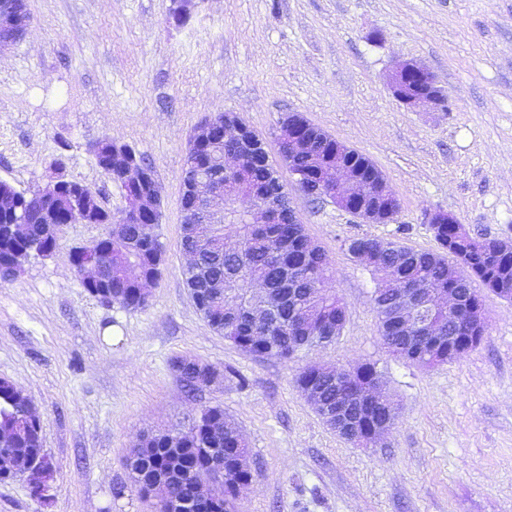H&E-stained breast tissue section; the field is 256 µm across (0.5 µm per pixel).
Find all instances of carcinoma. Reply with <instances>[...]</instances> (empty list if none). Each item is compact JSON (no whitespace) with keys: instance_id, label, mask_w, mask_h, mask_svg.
Segmentation results:
<instances>
[{"instance_id":"1","label":"carcinoma","mask_w":512,"mask_h":512,"mask_svg":"<svg viewBox=\"0 0 512 512\" xmlns=\"http://www.w3.org/2000/svg\"><path fill=\"white\" fill-rule=\"evenodd\" d=\"M320 140L319 153L303 158L300 166L308 170L322 168L336 161V141L319 128H310ZM274 189L265 165L249 168L244 178L243 195L255 198L254 188ZM43 189L26 192L0 182V225L11 221L21 210H33L40 205ZM158 224H124L121 235L112 241V249L100 255L112 268V291L118 305L140 308V281L159 277L163 247L156 232ZM193 242L195 265L184 270L185 284L196 289L197 310L217 332L244 352L258 356L287 360L294 351L290 345L308 343L305 331L288 317L283 307L273 326H257L244 317H228L224 313V296L207 289V281H221L229 293L239 297L249 294L256 282L269 293L280 288L286 268L305 289L300 301L304 319L336 327V316L342 313V303L326 285L329 259L321 250L309 247L310 239L300 224H271L263 232L245 223L244 212L226 211L222 224H196L182 238V246ZM368 257L363 259L373 276L379 280L398 273L406 279L422 283L424 288L448 287V265L461 260L472 261L471 281H480L486 288L505 299H512V242L499 239L468 237L455 243L450 254L417 251L399 246L390 251L376 252L377 240L360 239ZM50 249L44 231L27 225L25 235L17 238L0 235V260L22 250L41 255ZM173 367L191 385L204 386L208 377L218 375L216 369L194 360L176 359ZM18 387L0 381V454L22 458L35 455L42 448L40 425L27 420L20 409ZM228 418L219 407L209 408L194 419L186 429L175 428L146 436L144 449L134 448L126 459L134 485L143 495L180 501L189 496L190 483L206 475L214 449L225 448L224 485L221 498L214 501L211 512H234L237 487L251 476L238 466L231 448L246 447L242 435L224 432Z\"/></svg>"}]
</instances>
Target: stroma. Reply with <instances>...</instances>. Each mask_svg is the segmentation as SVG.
Here are the masks:
<instances>
[{
	"label": "stroma",
	"instance_id": "stroma-1",
	"mask_svg": "<svg viewBox=\"0 0 512 512\" xmlns=\"http://www.w3.org/2000/svg\"><path fill=\"white\" fill-rule=\"evenodd\" d=\"M23 41L0 54V180L46 183L53 164L112 211L117 186L90 144L131 146L159 183L164 265L141 308L83 288L72 248L100 224L68 225L56 251L0 283V380L40 411L56 473L42 504L25 481L0 482V512H152L124 464L139 438L222 408L246 443L252 483L238 512H512V299L481 289L485 332L461 358L425 367L381 336L377 281L354 238L437 249L426 211L477 238L512 239V0H197L175 23L171 0H26ZM413 60L447 110L412 109L388 73ZM236 113L276 153L292 112L369 158L400 202L369 224L311 200L278 176L311 241L330 260L346 323L327 345L287 361L243 352L196 309L183 276L182 173L190 138ZM187 357L219 382L188 389ZM374 364L398 404L390 434L361 447L321 420L299 391L310 365Z\"/></svg>",
	"mask_w": 512,
	"mask_h": 512
}]
</instances>
